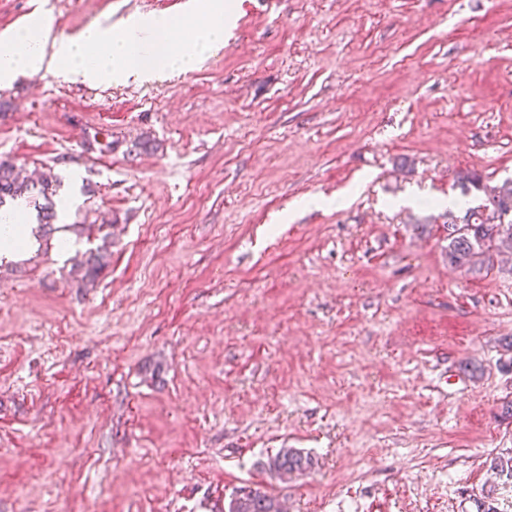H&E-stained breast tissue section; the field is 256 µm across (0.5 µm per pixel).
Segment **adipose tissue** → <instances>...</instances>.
I'll list each match as a JSON object with an SVG mask.
<instances>
[{
  "label": "adipose tissue",
  "instance_id": "1",
  "mask_svg": "<svg viewBox=\"0 0 512 512\" xmlns=\"http://www.w3.org/2000/svg\"><path fill=\"white\" fill-rule=\"evenodd\" d=\"M231 13L224 0H186L182 18L132 16L99 22L69 37L40 14L0 34V85L22 73L50 72L88 85L142 83L195 70L224 47Z\"/></svg>",
  "mask_w": 512,
  "mask_h": 512
}]
</instances>
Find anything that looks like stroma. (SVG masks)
<instances>
[{"mask_svg": "<svg viewBox=\"0 0 512 512\" xmlns=\"http://www.w3.org/2000/svg\"><path fill=\"white\" fill-rule=\"evenodd\" d=\"M183 2L0 0V32ZM233 3L197 70L0 87L59 227L0 265V512H512V255L454 269L445 226L457 173L512 179V0ZM311 464V459L293 449H282L268 461V470L279 478H288L295 472L304 471ZM224 512H281V505L267 492L248 490L233 496Z\"/></svg>", "mask_w": 512, "mask_h": 512, "instance_id": "obj_1", "label": "stroma"}]
</instances>
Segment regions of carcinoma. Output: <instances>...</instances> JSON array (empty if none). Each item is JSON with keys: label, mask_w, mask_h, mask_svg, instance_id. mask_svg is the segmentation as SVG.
I'll return each instance as SVG.
<instances>
[{"label": "carcinoma", "mask_w": 512, "mask_h": 512, "mask_svg": "<svg viewBox=\"0 0 512 512\" xmlns=\"http://www.w3.org/2000/svg\"><path fill=\"white\" fill-rule=\"evenodd\" d=\"M461 185H471L483 193L481 202L466 208L463 216L448 210V263L461 270L477 273L490 262L494 253L512 251V180L487 186L478 173L457 175ZM23 191L13 167L0 162V202ZM311 459L293 449H282L268 461V470L284 479L308 468ZM224 512H281L279 501L260 490H248L233 496Z\"/></svg>", "instance_id": "carcinoma-1"}]
</instances>
